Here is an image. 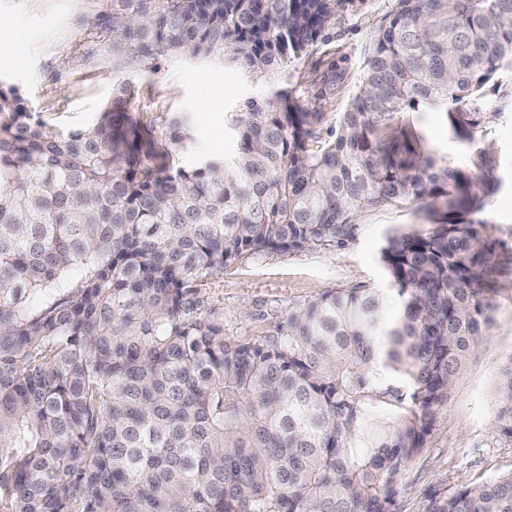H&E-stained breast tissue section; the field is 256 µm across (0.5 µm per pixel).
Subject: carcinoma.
<instances>
[{
	"label": "carcinoma",
	"instance_id": "1",
	"mask_svg": "<svg viewBox=\"0 0 512 512\" xmlns=\"http://www.w3.org/2000/svg\"><path fill=\"white\" fill-rule=\"evenodd\" d=\"M113 55L230 56L268 74L310 55L337 0H110ZM512 76V0H396L336 135L297 88L227 118L237 150L150 164L122 83L91 127L48 130L0 82V512H398L397 485L494 309L493 243L469 219L501 179L484 88ZM442 112L467 170L395 118ZM188 116L169 124L188 148ZM413 206L369 288L301 301L234 339L194 312L217 275L352 240ZM399 373L408 394L386 387ZM496 428L512 438V354ZM399 408L392 422L374 415ZM426 512H512V471Z\"/></svg>",
	"mask_w": 512,
	"mask_h": 512
}]
</instances>
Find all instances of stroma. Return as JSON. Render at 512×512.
Segmentation results:
<instances>
[{"mask_svg":"<svg viewBox=\"0 0 512 512\" xmlns=\"http://www.w3.org/2000/svg\"><path fill=\"white\" fill-rule=\"evenodd\" d=\"M393 4L340 0L326 42L266 77L224 58L187 54L124 64L113 55L111 31L94 22L103 0H0V81L17 86L29 111L56 132L92 125L114 88L130 82L129 112L144 125L154 153L165 149L170 117L189 115L192 140L174 158L175 165L187 167L203 157L233 154L235 138L215 135V127L247 101L265 102L276 84L305 90L312 106L325 111L327 124H334L362 74L370 33ZM485 93L501 110L486 139L494 146L503 186L473 220L495 243L494 321L457 375L425 448L402 474L398 512H425L430 494L512 471V440L493 428L499 370L512 355V86ZM405 119L450 167L469 166L471 154L450 138L443 113L409 112ZM358 222L355 239L345 246L257 256L225 269L202 293L198 313L222 314L228 336L255 338L266 335L295 302L334 287L365 286L384 294L383 318L392 320L400 301L380 251L394 229L423 224L424 217L403 207L367 210Z\"/></svg>","mask_w":512,"mask_h":512,"instance_id":"35a3bbf8","label":"stroma"}]
</instances>
